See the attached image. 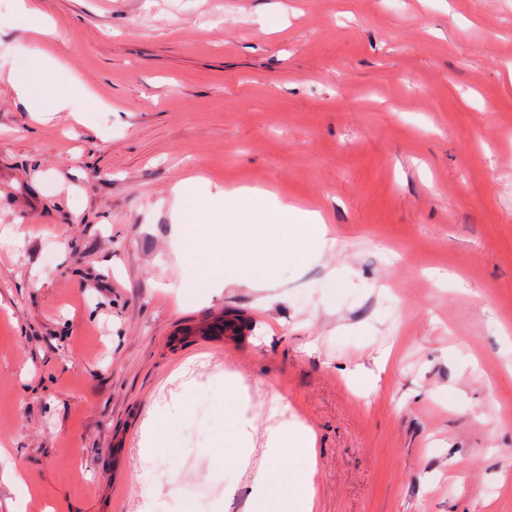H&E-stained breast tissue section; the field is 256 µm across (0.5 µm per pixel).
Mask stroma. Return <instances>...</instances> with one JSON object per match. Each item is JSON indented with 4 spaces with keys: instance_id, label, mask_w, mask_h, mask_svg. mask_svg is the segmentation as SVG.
I'll return each mask as SVG.
<instances>
[{
    "instance_id": "stroma-1",
    "label": "stroma",
    "mask_w": 512,
    "mask_h": 512,
    "mask_svg": "<svg viewBox=\"0 0 512 512\" xmlns=\"http://www.w3.org/2000/svg\"><path fill=\"white\" fill-rule=\"evenodd\" d=\"M34 3L56 43L0 0V474L25 512H252L230 411L312 430L314 512H512V0ZM46 57L79 116L13 97ZM190 176L320 212L328 247L270 300L198 287ZM162 423V413L149 411L148 418L144 422L143 431L138 443L141 449L155 447V445L157 444Z\"/></svg>"
}]
</instances>
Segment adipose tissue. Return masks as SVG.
<instances>
[{"mask_svg":"<svg viewBox=\"0 0 512 512\" xmlns=\"http://www.w3.org/2000/svg\"><path fill=\"white\" fill-rule=\"evenodd\" d=\"M16 98L25 103L33 112H72L82 95L81 88L66 82L62 73L52 62L42 63L37 72L20 68L9 73L7 78ZM58 87L54 97H46L45 87ZM228 435L236 447L231 454L235 462L244 469H253L254 498L256 512H270L267 500L274 493H287L292 512H313L315 508V466L306 467L300 475L285 477L280 469L284 454L308 458L313 454L310 430L297 422L283 421L267 427L265 448L262 454H255L252 448L255 426L244 422L236 413L226 416Z\"/></svg>","mask_w":512,"mask_h":512,"instance_id":"obj_1","label":"adipose tissue"}]
</instances>
